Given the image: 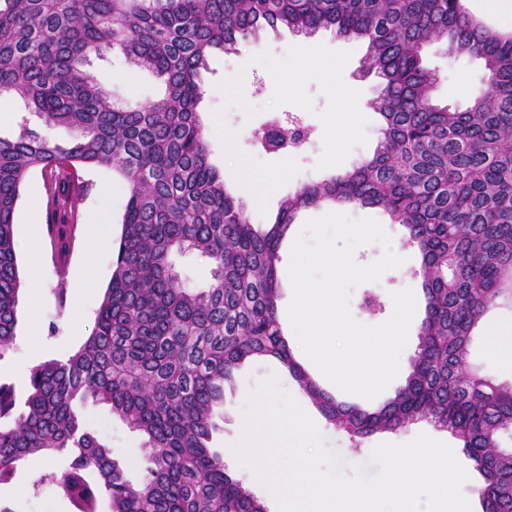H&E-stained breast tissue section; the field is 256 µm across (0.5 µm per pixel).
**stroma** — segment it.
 I'll list each match as a JSON object with an SVG mask.
<instances>
[{"mask_svg":"<svg viewBox=\"0 0 512 512\" xmlns=\"http://www.w3.org/2000/svg\"><path fill=\"white\" fill-rule=\"evenodd\" d=\"M323 44L334 50L351 51L352 57L343 72L344 82L360 90V105L367 120L365 145L356 147L342 163V170H349L370 158L380 138V124L377 115L369 110L368 102L379 92L380 80L372 75L362 74V62L366 45L358 40H344L336 37L329 30H319L304 36L288 30L263 32L257 40L241 43L232 53L214 52L208 67L201 73L202 100L197 112L200 122L207 134L209 159L224 179L225 186L238 195H245L246 190L236 181L232 165L225 155L213 120L216 110H223L227 127L237 134L236 143L240 149L261 161L273 162L288 157L295 158L300 173L289 183L276 191L271 197L267 212H259L256 204L246 206V212L252 223H272L281 202L294 194L305 183L322 178L316 163L324 151L323 126L314 113H308L294 105H284L276 109L268 108L267 103L273 93V81L261 66L248 65V58L263 50H270L274 55H283L292 45L313 46ZM422 57L425 66L435 73L437 88L435 101L439 105L465 108L467 100L460 96L458 88L466 84L472 88H481L485 79V68L481 60L467 57H451L444 44L433 43L426 46ZM246 66L244 93L250 105L257 108L254 118H246L244 112L237 108H224V98L218 88L224 79L236 74L239 66ZM90 73L100 86L111 93L114 101L124 105H137L153 101L164 93V84L160 78L147 70L131 64L122 46H112L107 51L90 57ZM277 119L287 123L298 120L308 129L309 138L296 148L270 152L262 147L257 133L269 120ZM87 179L93 187L78 208V222L75 224L70 240V265H78L84 254L87 225L91 217L99 211L109 213L113 235H120L121 222L127 203V191L122 179L107 167L88 171ZM48 188L41 171H31L21 189V196L15 215V232L23 234L32 230L41 237L43 266L40 276L43 282L36 297L20 294L18 304V325L12 348L0 359V384L13 386L16 396H24L27 382L17 375L19 368L29 365V350L33 345L41 344L46 348L45 359H63L74 354L84 342L83 335L94 326L96 312L103 299V294L112 277L111 256H101L93 265L87 276L82 295H75L69 276L61 275L53 258L54 244L44 239L42 225H30L29 210L32 203L46 205ZM386 232L392 240V249L403 257L404 263L396 269L387 270L379 281L367 282L355 287L349 299L352 316L365 325H379L389 319L393 312L392 292L405 288L420 292L421 282L412 276L411 271L417 264L415 252L404 246V231L400 225L386 224ZM371 297L380 304L379 310L366 309L363 300ZM38 320L39 335H31L29 324ZM278 375L281 387L289 392L316 422L323 443L329 451L336 454L340 461V470L345 476H353L356 471L373 474L374 466L370 462L372 449L381 443H406L417 435L424 434L457 449L459 443L447 431L434 427L426 421H416L395 431H380L354 443L348 435L330 426L317 406L299 388L297 382L289 375L277 360L256 358L240 367L235 374L234 386L226 390L224 404L216 408L214 415L215 430L212 433L211 446L216 451H223L234 443L239 435L243 409L248 395L258 383L270 375ZM84 418L89 427L102 441L112 446L115 455L126 463L128 475L132 481H140L144 476V451L141 438L130 430L118 417L113 416L109 406L88 404ZM458 461L465 469L473 467L467 455L459 453ZM62 466L58 460L36 456L30 458L14 478L0 484V506L8 507L10 512H73L68 500L60 493L51 476L60 472Z\"/></svg>","mask_w":512,"mask_h":512,"instance_id":"1","label":"stroma"}]
</instances>
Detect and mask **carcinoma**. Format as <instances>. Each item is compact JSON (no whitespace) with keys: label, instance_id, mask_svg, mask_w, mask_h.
I'll return each mask as SVG.
<instances>
[{"label":"carcinoma","instance_id":"cac0c4a2","mask_svg":"<svg viewBox=\"0 0 512 512\" xmlns=\"http://www.w3.org/2000/svg\"><path fill=\"white\" fill-rule=\"evenodd\" d=\"M320 29L366 43L363 73L381 79L368 107L381 117L373 156L285 199L275 222H250L208 161L197 106L208 56L265 28ZM433 42L484 62L486 86L464 110L435 103L423 65ZM119 44L160 77L165 95L119 108L86 69ZM23 98L62 146L21 124L0 137V358L16 336L21 279L14 233L33 169L68 202L110 167L127 187L112 279L77 352L30 370L23 408L0 384V483L31 457L62 458L51 475L76 512H267L210 446L215 409L235 371L257 357L288 369L326 419L359 441L426 420L472 460L483 512H512V383L469 370L475 332L496 306L512 307V32L474 17L464 0H0V95ZM304 137L273 122L258 132L278 151ZM374 207L405 229L419 256L423 317L403 385L377 405L322 389L295 358L279 319L280 249L301 210ZM67 247L72 211H56ZM207 261L210 281L188 288L175 253ZM144 437L139 484L82 415L88 402Z\"/></svg>","mask_w":512,"mask_h":512}]
</instances>
